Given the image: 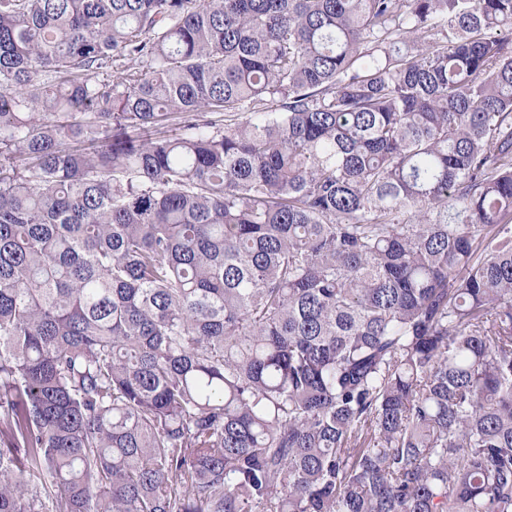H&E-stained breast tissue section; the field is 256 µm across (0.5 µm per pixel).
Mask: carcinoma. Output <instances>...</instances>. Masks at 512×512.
Masks as SVG:
<instances>
[{"instance_id": "1", "label": "carcinoma", "mask_w": 512, "mask_h": 512, "mask_svg": "<svg viewBox=\"0 0 512 512\" xmlns=\"http://www.w3.org/2000/svg\"><path fill=\"white\" fill-rule=\"evenodd\" d=\"M0 512H512V0H0Z\"/></svg>"}]
</instances>
